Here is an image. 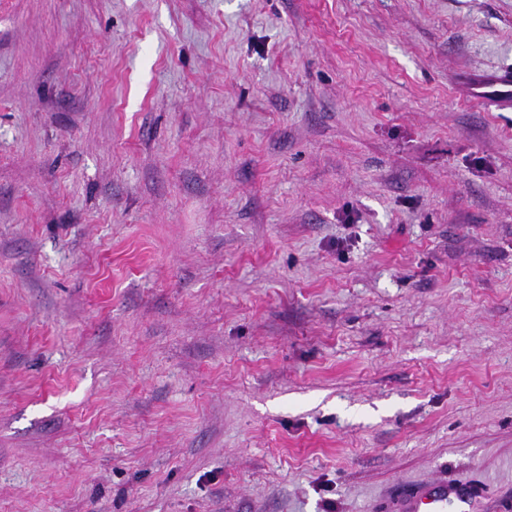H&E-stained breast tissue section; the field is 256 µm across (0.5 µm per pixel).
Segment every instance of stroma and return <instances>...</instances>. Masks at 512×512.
<instances>
[{
    "label": "stroma",
    "mask_w": 512,
    "mask_h": 512,
    "mask_svg": "<svg viewBox=\"0 0 512 512\" xmlns=\"http://www.w3.org/2000/svg\"><path fill=\"white\" fill-rule=\"evenodd\" d=\"M512 0H0V512L512 502ZM467 94L473 101L493 100L503 107H512V70L501 74L471 77ZM484 491L475 482H448L419 484L396 502L378 512H471L472 502Z\"/></svg>",
    "instance_id": "1"
}]
</instances>
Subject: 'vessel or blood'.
<instances>
[{
    "mask_svg": "<svg viewBox=\"0 0 512 512\" xmlns=\"http://www.w3.org/2000/svg\"><path fill=\"white\" fill-rule=\"evenodd\" d=\"M467 94L473 101L491 100L512 107V70L496 75L469 78ZM484 491L475 482L419 484L401 499L382 507L380 512H470L473 501Z\"/></svg>",
    "mask_w": 512,
    "mask_h": 512,
    "instance_id": "b4317fda",
    "label": "vessel or blood"
}]
</instances>
